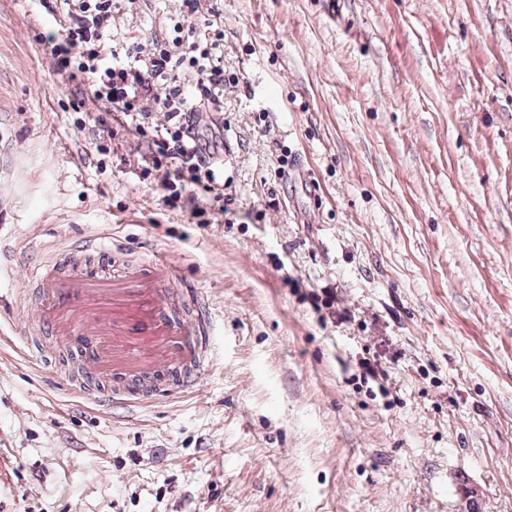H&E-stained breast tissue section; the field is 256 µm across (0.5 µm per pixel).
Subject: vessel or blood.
<instances>
[{
  "mask_svg": "<svg viewBox=\"0 0 512 512\" xmlns=\"http://www.w3.org/2000/svg\"><path fill=\"white\" fill-rule=\"evenodd\" d=\"M96 249L90 237L30 267L28 280L39 287V330L83 345L84 376L110 385L92 396L100 407L137 408L193 390L216 361L215 352L200 350L206 300H196L197 319L180 316L170 303L174 264L163 256L119 279L71 266L72 257Z\"/></svg>",
  "mask_w": 512,
  "mask_h": 512,
  "instance_id": "1",
  "label": "vessel or blood"
}]
</instances>
